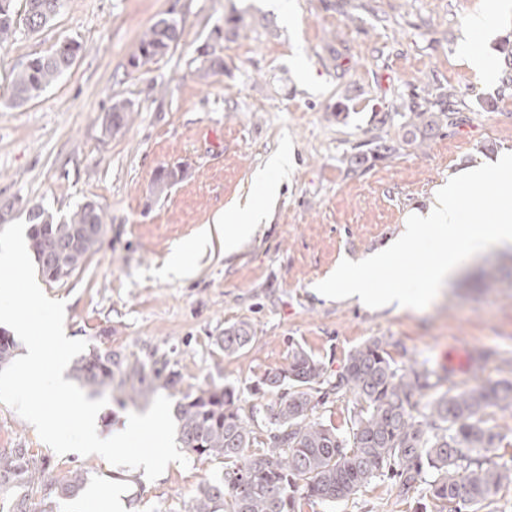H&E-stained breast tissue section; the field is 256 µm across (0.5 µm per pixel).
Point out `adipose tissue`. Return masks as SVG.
Wrapping results in <instances>:
<instances>
[{
  "label": "adipose tissue",
  "instance_id": "ef3b65f1",
  "mask_svg": "<svg viewBox=\"0 0 512 512\" xmlns=\"http://www.w3.org/2000/svg\"><path fill=\"white\" fill-rule=\"evenodd\" d=\"M512 15V0H481L479 9L466 20L467 35L461 47L462 57L469 68L480 76L489 78L496 72V64L482 48L485 40L494 38L500 23ZM240 211L227 209L217 213L212 223L204 225L199 234L173 252L170 269L187 277L194 271L197 256L212 243L223 244L225 254H232L255 231L252 223L239 218ZM101 404L81 401L70 423L77 441L58 442L55 451L66 456L76 451L93 454L110 464L114 472L111 495L102 494L98 485H88L81 496L72 502L69 512H131L127 499L131 494V475H154L165 470L171 456L167 448L150 446L134 447L141 435L162 428L166 413L164 404H156L149 412L126 417L122 427L112 436H102L98 429Z\"/></svg>",
  "mask_w": 512,
  "mask_h": 512
}]
</instances>
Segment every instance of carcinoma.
Instances as JSON below:
<instances>
[{
	"label": "carcinoma",
	"mask_w": 512,
	"mask_h": 512,
	"mask_svg": "<svg viewBox=\"0 0 512 512\" xmlns=\"http://www.w3.org/2000/svg\"><path fill=\"white\" fill-rule=\"evenodd\" d=\"M10 2L8 11L0 10V45L13 41L21 24L31 31L46 26L61 7V0H23L20 18L15 0ZM181 34L167 19L159 20L140 36L131 66L143 67L165 54ZM68 44V50L58 45L14 75L11 103L37 99L59 81L81 50L75 40ZM110 112L112 121L123 127L131 116V102L117 99ZM394 115L413 142L454 122V113L445 108L424 109L416 102L396 106ZM27 219L28 250L38 272L52 282L59 281L49 264L55 247L79 238L78 247L63 257L74 272L100 248L106 231L104 209L87 202L67 217L40 207ZM85 224L99 225V233H82ZM254 335L250 322L239 321L224 329L217 345L231 357L249 347ZM15 348L13 337L0 334V367L12 361ZM70 371L91 394L107 393L122 407L137 404L148 393L179 394L174 418L181 447L224 463V476L201 483L184 512H301L303 501L336 503L380 476L393 479L405 498L423 482L429 498L443 506L460 501L482 506L512 485V470L473 457L501 447L504 436L485 426L483 416L489 407L512 406V382L449 390L423 405L420 396L433 387V371L416 363L395 366L378 338L352 350L334 375L301 345H292L288 365L264 371L255 384V395L271 397L262 433L255 429V406H246L234 389H180L182 376L165 353L153 352L146 361L93 346L72 361ZM348 393L357 412L351 433L344 437L336 427L313 418V411L330 395ZM53 471L48 458L27 448H0V498L22 489L13 512H61L62 502L83 490L88 470L76 467L61 478ZM427 473L432 479L424 478Z\"/></svg>",
	"instance_id": "obj_1"
}]
</instances>
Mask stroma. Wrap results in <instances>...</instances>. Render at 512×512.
<instances>
[{"label": "stroma", "mask_w": 512, "mask_h": 512, "mask_svg": "<svg viewBox=\"0 0 512 512\" xmlns=\"http://www.w3.org/2000/svg\"><path fill=\"white\" fill-rule=\"evenodd\" d=\"M480 0H63L36 32L20 29L0 46V230L26 220L35 205L69 215L87 200L107 214L106 234L82 268L44 293L64 301L68 338L127 357L174 350L184 385L236 389L250 398L264 371L288 363L301 344L329 371L373 338L395 364L433 370L425 399L448 388L512 381V250L492 249L463 262L424 309H365L324 299L315 286L342 260H363L425 210L449 176L512 149V90L483 83L459 49L464 23ZM242 16L236 34L225 21ZM176 18L177 43L133 68L140 34ZM82 49L39 98L12 106L13 75L58 42ZM224 58L202 80L201 54ZM453 92L457 120L425 143L408 141L393 104L434 103ZM133 105L130 122L108 133L114 100ZM396 144L348 170L368 129ZM277 197L254 235L233 254L213 245L192 277L169 270V257L227 206L261 194L254 181L275 154ZM182 162L183 181L164 193L155 171ZM251 321L255 339L224 356L225 327ZM469 353L470 367L452 365ZM174 461L163 478L140 475L138 512H181L197 486L221 477L219 462L179 448L173 425L159 434ZM0 448H27L57 473L82 465L110 488L101 460L62 457L27 421L0 403ZM422 493L398 497L380 477L349 499L308 503L302 512H415Z\"/></svg>", "instance_id": "35a3bbf8"}]
</instances>
